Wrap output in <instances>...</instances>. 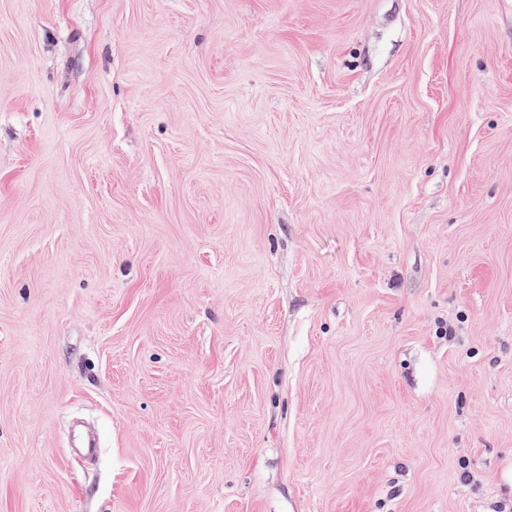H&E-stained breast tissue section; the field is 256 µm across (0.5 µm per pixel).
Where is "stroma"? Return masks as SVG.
Instances as JSON below:
<instances>
[{
	"label": "stroma",
	"instance_id": "1",
	"mask_svg": "<svg viewBox=\"0 0 512 512\" xmlns=\"http://www.w3.org/2000/svg\"><path fill=\"white\" fill-rule=\"evenodd\" d=\"M0 512H512V0H0Z\"/></svg>",
	"mask_w": 512,
	"mask_h": 512
}]
</instances>
